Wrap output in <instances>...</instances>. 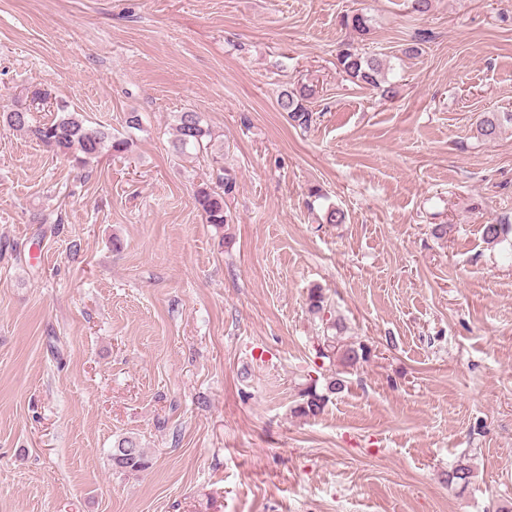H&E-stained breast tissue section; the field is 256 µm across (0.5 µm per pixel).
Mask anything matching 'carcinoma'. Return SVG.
Segmentation results:
<instances>
[{
	"label": "carcinoma",
	"instance_id": "obj_1",
	"mask_svg": "<svg viewBox=\"0 0 512 512\" xmlns=\"http://www.w3.org/2000/svg\"><path fill=\"white\" fill-rule=\"evenodd\" d=\"M338 63L342 70L353 80L368 86L379 88L385 80L382 63L373 57L364 56L347 47L341 51ZM313 90L302 85L297 89L285 91L278 99L280 109L288 113L297 126L306 129L313 121L306 102ZM47 93L34 89L26 95V102L17 104L14 108L0 112V121L8 127L25 131L29 136L40 142L47 150L56 155L73 159L84 167L104 152L121 154L128 151L129 142L118 138L100 128L85 125L84 119L76 112H69L65 107L57 108V115L44 123H32L31 113L40 112L46 108ZM505 124L512 125L511 112H489L480 115L476 131L485 138H494ZM210 137L209 129L205 128L201 117L196 112H181L177 116L176 138L173 148L178 153H184L189 148H199ZM220 191L201 188L196 195L206 223L227 224L230 213L224 208V196L233 192V179L226 175H218ZM512 225L501 220L492 221L483 226V235L487 242L498 243L505 240ZM310 313L320 321L322 336L318 337L317 355L320 358L336 361L343 368H352L362 360L367 359L369 349L364 346L343 343V333L346 325L341 317H331L327 310V301L323 289L312 288L308 294ZM345 387V380L333 376L327 382V393L320 394L313 387L302 393L301 402L295 408V413L304 418H316L324 410L328 394L339 393ZM112 463L116 469L127 473H140L149 468L150 461L139 448L135 439L125 437L118 440L112 448ZM474 471L470 465L459 461L448 469V487L462 488L472 483Z\"/></svg>",
	"mask_w": 512,
	"mask_h": 512
}]
</instances>
